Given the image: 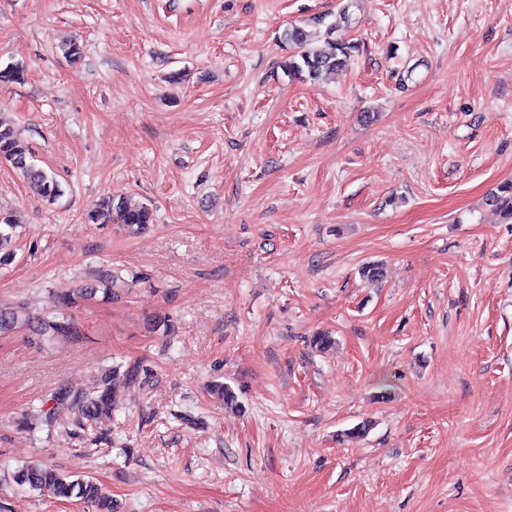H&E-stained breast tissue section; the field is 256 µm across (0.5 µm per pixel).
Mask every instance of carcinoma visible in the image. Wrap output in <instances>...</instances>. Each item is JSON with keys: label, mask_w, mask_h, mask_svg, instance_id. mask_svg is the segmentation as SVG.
I'll return each instance as SVG.
<instances>
[{"label": "carcinoma", "mask_w": 512, "mask_h": 512, "mask_svg": "<svg viewBox=\"0 0 512 512\" xmlns=\"http://www.w3.org/2000/svg\"><path fill=\"white\" fill-rule=\"evenodd\" d=\"M283 40L294 49L288 56L285 69L289 75L303 80L315 81L322 74L347 66L354 45L336 36V24H325L319 18L311 24L292 25L283 33ZM25 78V68L19 64H8L0 68L1 83H19ZM0 157L8 160L24 179L36 185L42 195L50 201L62 195V189L54 176L39 167L33 160L29 146L22 133L13 125L0 120ZM492 206L512 220V184L501 187L500 193L491 198ZM100 206L106 210L112 223L127 227H142L153 222L152 210L137 204L127 197L102 199ZM127 285L124 278L109 266H100L83 286L67 290L58 295L60 311L51 312L37 322L39 342L52 346L65 337H72L76 329L63 311L73 307L79 298L93 299L102 294L109 301L116 290ZM30 323L26 308L17 304L0 310V327L23 326ZM115 387L108 375L101 376L90 390L61 386L52 400L58 406L75 408L82 426H90L103 415L112 413V397ZM17 485L49 493L55 498L77 499L90 505L95 512H112V499L106 496L96 481L63 474L51 468L26 466L15 475Z\"/></svg>", "instance_id": "carcinoma-1"}]
</instances>
